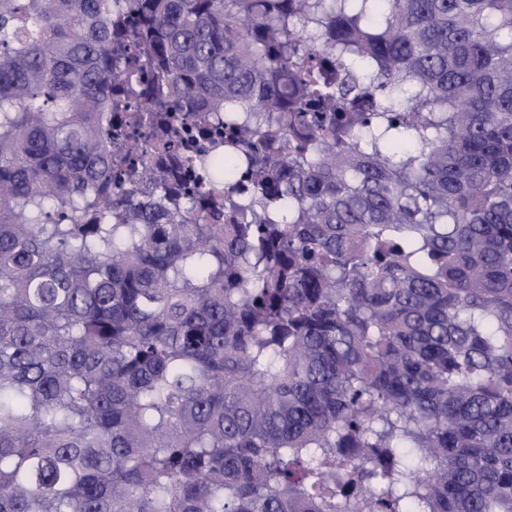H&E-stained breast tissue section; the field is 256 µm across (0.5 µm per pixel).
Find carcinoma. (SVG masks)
<instances>
[{
  "mask_svg": "<svg viewBox=\"0 0 512 512\" xmlns=\"http://www.w3.org/2000/svg\"><path fill=\"white\" fill-rule=\"evenodd\" d=\"M0 512H512V0H0Z\"/></svg>",
  "mask_w": 512,
  "mask_h": 512,
  "instance_id": "cac0c4a2",
  "label": "carcinoma"
}]
</instances>
